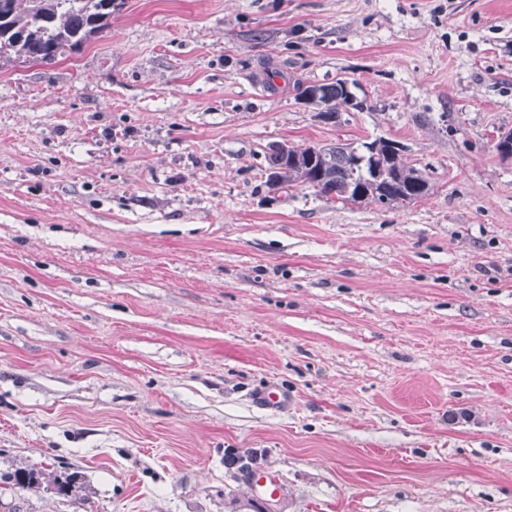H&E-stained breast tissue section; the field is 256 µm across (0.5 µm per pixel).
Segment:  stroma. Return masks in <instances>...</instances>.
Listing matches in <instances>:
<instances>
[{
  "label": "stroma",
  "mask_w": 512,
  "mask_h": 512,
  "mask_svg": "<svg viewBox=\"0 0 512 512\" xmlns=\"http://www.w3.org/2000/svg\"><path fill=\"white\" fill-rule=\"evenodd\" d=\"M0 66V512H512V0H119ZM357 80L325 121L298 81ZM383 136L407 207L267 184ZM296 396L271 414L249 393Z\"/></svg>",
  "instance_id": "1"
}]
</instances>
